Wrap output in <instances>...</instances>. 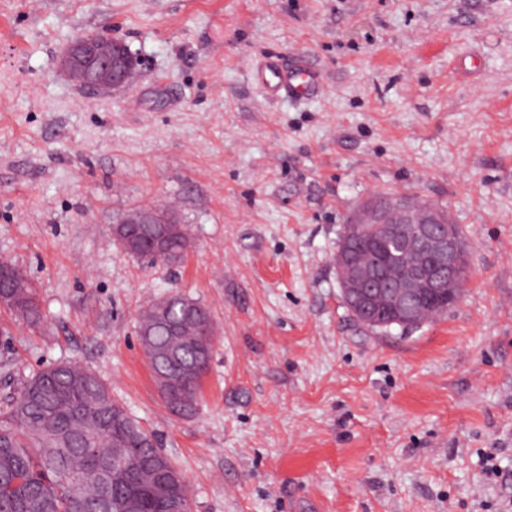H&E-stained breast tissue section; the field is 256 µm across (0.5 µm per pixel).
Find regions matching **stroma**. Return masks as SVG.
Here are the masks:
<instances>
[{"instance_id": "obj_1", "label": "stroma", "mask_w": 512, "mask_h": 512, "mask_svg": "<svg viewBox=\"0 0 512 512\" xmlns=\"http://www.w3.org/2000/svg\"><path fill=\"white\" fill-rule=\"evenodd\" d=\"M87 33L124 40L131 83L60 75ZM269 53L305 55L324 93L267 100ZM378 193L447 209L470 255L459 301L406 334L362 329L333 263ZM161 202L179 261L115 244ZM1 258L41 316L0 309V405L43 366L93 370L191 512H512V0H0ZM176 291L215 325L188 417L136 335Z\"/></svg>"}]
</instances>
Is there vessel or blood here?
I'll return each mask as SVG.
<instances>
[{
  "label": "vessel or blood",
  "mask_w": 512,
  "mask_h": 512,
  "mask_svg": "<svg viewBox=\"0 0 512 512\" xmlns=\"http://www.w3.org/2000/svg\"><path fill=\"white\" fill-rule=\"evenodd\" d=\"M252 79L268 96L295 102L306 101L324 89L322 73L299 54L287 63L280 56H267Z\"/></svg>",
  "instance_id": "vessel-or-blood-1"
}]
</instances>
